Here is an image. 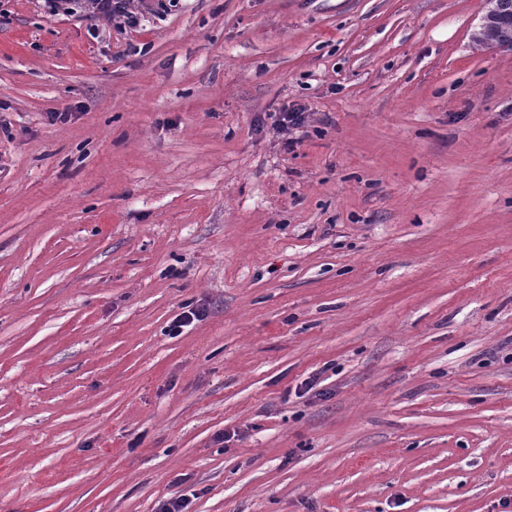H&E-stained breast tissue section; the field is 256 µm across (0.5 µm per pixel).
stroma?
I'll list each match as a JSON object with an SVG mask.
<instances>
[{
  "label": "stroma",
  "mask_w": 512,
  "mask_h": 512,
  "mask_svg": "<svg viewBox=\"0 0 512 512\" xmlns=\"http://www.w3.org/2000/svg\"><path fill=\"white\" fill-rule=\"evenodd\" d=\"M483 7L0 0V512H512ZM88 6L98 11L107 21H115L120 27H136L139 18L131 10L130 0H85ZM119 21H116V20Z\"/></svg>",
  "instance_id": "1"
}]
</instances>
